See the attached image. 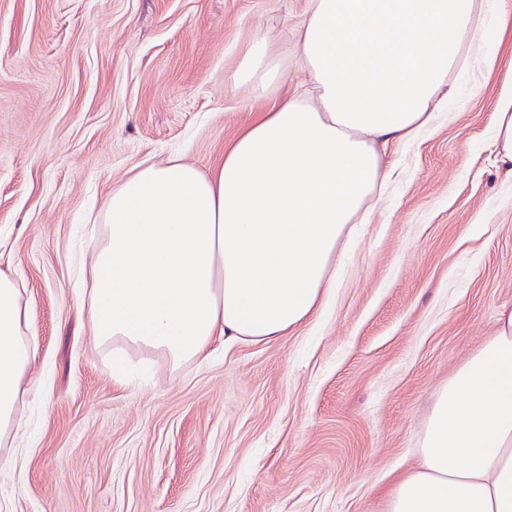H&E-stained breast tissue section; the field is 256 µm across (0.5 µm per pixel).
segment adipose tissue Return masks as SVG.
<instances>
[{"mask_svg": "<svg viewBox=\"0 0 512 512\" xmlns=\"http://www.w3.org/2000/svg\"><path fill=\"white\" fill-rule=\"evenodd\" d=\"M506 4L310 0L295 30L313 93L262 113L211 173L139 165L108 196L89 269L94 341L178 364L214 339L266 343L311 318L379 199L386 147L430 124L479 39L512 24ZM270 43L254 40L234 74L257 97L283 80ZM487 64L502 76L494 141L512 173V54ZM31 336L23 288L0 272V442L20 427ZM387 512H512V309L439 389Z\"/></svg>", "mask_w": 512, "mask_h": 512, "instance_id": "obj_1", "label": "adipose tissue"}]
</instances>
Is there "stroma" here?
Masks as SVG:
<instances>
[{"instance_id": "35a3bbf8", "label": "stroma", "mask_w": 512, "mask_h": 512, "mask_svg": "<svg viewBox=\"0 0 512 512\" xmlns=\"http://www.w3.org/2000/svg\"><path fill=\"white\" fill-rule=\"evenodd\" d=\"M309 0H0V271L23 284L36 358L0 444V512H386L438 389L512 307V180L483 57L409 143L344 251L326 309L203 360L94 343L84 229L144 161L204 172L305 77L292 44L268 98L234 71Z\"/></svg>"}]
</instances>
